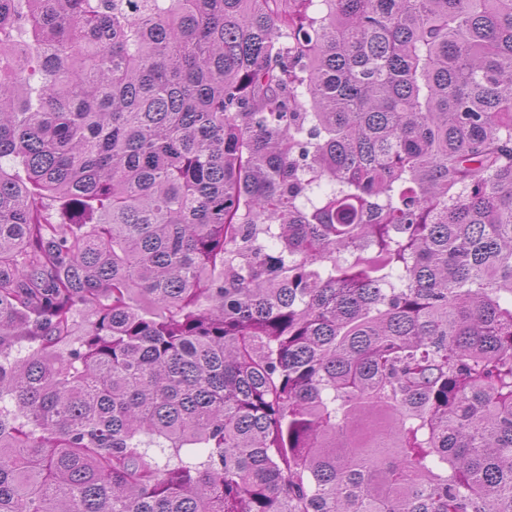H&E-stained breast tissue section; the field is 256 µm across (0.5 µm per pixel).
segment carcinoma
Returning <instances> with one entry per match:
<instances>
[{"label":"carcinoma","instance_id":"obj_1","mask_svg":"<svg viewBox=\"0 0 512 512\" xmlns=\"http://www.w3.org/2000/svg\"><path fill=\"white\" fill-rule=\"evenodd\" d=\"M0 512H512V0H0Z\"/></svg>","mask_w":512,"mask_h":512}]
</instances>
